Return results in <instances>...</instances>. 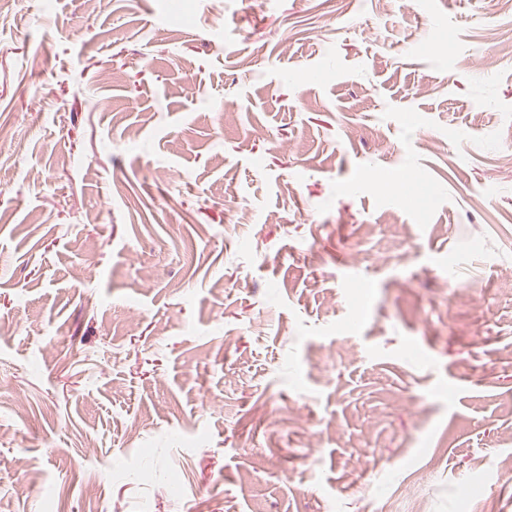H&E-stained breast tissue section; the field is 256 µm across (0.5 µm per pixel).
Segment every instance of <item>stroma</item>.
I'll list each match as a JSON object with an SVG mask.
<instances>
[{
  "mask_svg": "<svg viewBox=\"0 0 512 512\" xmlns=\"http://www.w3.org/2000/svg\"><path fill=\"white\" fill-rule=\"evenodd\" d=\"M493 28V0H17L0 512H512Z\"/></svg>",
  "mask_w": 512,
  "mask_h": 512,
  "instance_id": "obj_1",
  "label": "stroma"
}]
</instances>
